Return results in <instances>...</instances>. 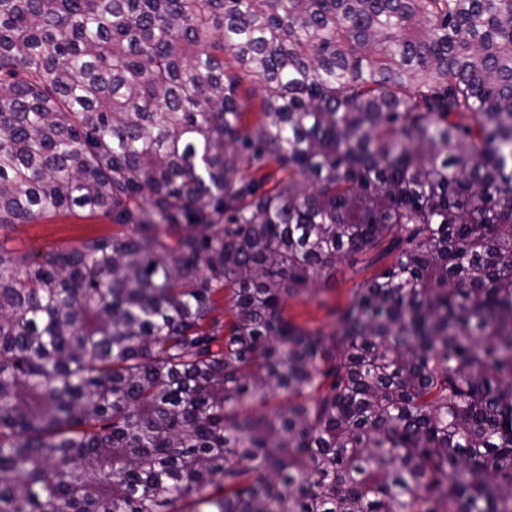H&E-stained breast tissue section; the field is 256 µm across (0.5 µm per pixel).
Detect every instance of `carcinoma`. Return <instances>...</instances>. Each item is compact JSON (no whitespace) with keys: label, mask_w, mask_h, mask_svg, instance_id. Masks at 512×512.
<instances>
[{"label":"carcinoma","mask_w":512,"mask_h":512,"mask_svg":"<svg viewBox=\"0 0 512 512\" xmlns=\"http://www.w3.org/2000/svg\"><path fill=\"white\" fill-rule=\"evenodd\" d=\"M76 209L0 239V512H512V0H0V229ZM113 226L99 216L61 213L25 224H14L0 233L10 238L9 245L24 251L37 252L53 246H74L92 235L112 233ZM381 264L353 275L349 264L336 269L329 287H321L311 293H300L291 297L286 305L288 317L300 325L320 327L326 332L334 329L329 310L344 305L350 298L351 288L370 277Z\"/></svg>","instance_id":"carcinoma-1"}]
</instances>
